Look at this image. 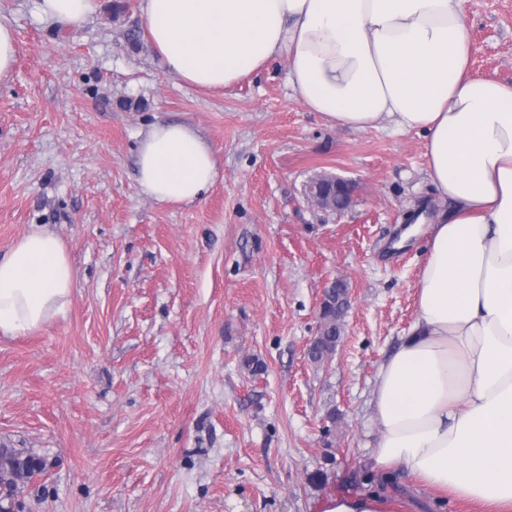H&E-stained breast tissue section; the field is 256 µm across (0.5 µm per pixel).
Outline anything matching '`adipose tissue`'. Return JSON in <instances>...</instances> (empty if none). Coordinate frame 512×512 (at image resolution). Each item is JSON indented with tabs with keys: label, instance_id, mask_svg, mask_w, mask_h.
Here are the masks:
<instances>
[{
	"label": "adipose tissue",
	"instance_id": "adipose-tissue-1",
	"mask_svg": "<svg viewBox=\"0 0 512 512\" xmlns=\"http://www.w3.org/2000/svg\"><path fill=\"white\" fill-rule=\"evenodd\" d=\"M464 0H142L164 68L221 89L279 58L302 103L354 131L392 120L425 140L428 175L450 209L431 225L416 317L378 370L376 468L512 512V84L476 75ZM99 0H37L41 17L82 29ZM140 191L201 199L215 149L159 121L139 142ZM65 244L39 227L0 258V336L66 309Z\"/></svg>",
	"mask_w": 512,
	"mask_h": 512
}]
</instances>
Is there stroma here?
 I'll list each match as a JSON object with an SVG mask.
<instances>
[{
    "instance_id": "stroma-1",
    "label": "stroma",
    "mask_w": 512,
    "mask_h": 512,
    "mask_svg": "<svg viewBox=\"0 0 512 512\" xmlns=\"http://www.w3.org/2000/svg\"><path fill=\"white\" fill-rule=\"evenodd\" d=\"M475 74L512 84V0H465ZM18 35L0 84V257L31 225L66 245L76 285L64 314L0 338V446L45 470L20 512H321L380 492L404 512H473L373 468L380 363L415 318L424 237L409 217L448 208L424 139L308 111L279 59L204 91L166 74L140 0H101L80 31L36 0H0ZM187 122L217 150L194 203L138 188L150 124ZM351 180V206L309 205L307 180ZM350 305L330 360L312 362L323 292Z\"/></svg>"
}]
</instances>
